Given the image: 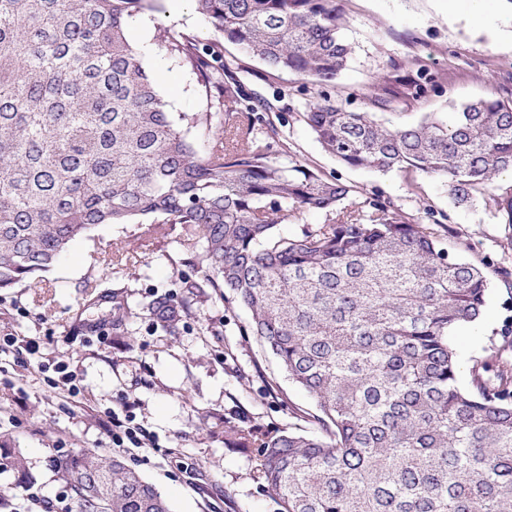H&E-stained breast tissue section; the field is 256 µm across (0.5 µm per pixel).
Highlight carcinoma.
I'll list each match as a JSON object with an SVG mask.
<instances>
[{
  "instance_id": "1",
  "label": "carcinoma",
  "mask_w": 512,
  "mask_h": 512,
  "mask_svg": "<svg viewBox=\"0 0 512 512\" xmlns=\"http://www.w3.org/2000/svg\"><path fill=\"white\" fill-rule=\"evenodd\" d=\"M156 0H0V288L36 280L101 224H181L203 245L204 283L249 313L244 327L306 392L308 426L254 439L281 512H512V330L490 339L461 380L450 331L486 305L483 267L452 256L429 224L380 196L363 218L351 187L288 153L276 125L256 144L265 100L223 42L275 72L336 83L351 46L339 0H194L223 40L158 33L218 112L173 117L128 42V21ZM412 98L439 77L399 66ZM387 85L351 112L319 92L302 113L349 167L437 179L459 206L512 172V101L478 99L387 127ZM208 138L198 154L189 133ZM512 227V192L492 197ZM308 211L329 223L277 231ZM153 314L174 329L186 302ZM0 460L24 483L19 453ZM75 512H171L120 455L52 454Z\"/></svg>"
}]
</instances>
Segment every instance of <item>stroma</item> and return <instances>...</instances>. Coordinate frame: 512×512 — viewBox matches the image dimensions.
Returning a JSON list of instances; mask_svg holds the SVG:
<instances>
[{
    "mask_svg": "<svg viewBox=\"0 0 512 512\" xmlns=\"http://www.w3.org/2000/svg\"><path fill=\"white\" fill-rule=\"evenodd\" d=\"M159 4L148 27L130 20L127 38L141 52L169 112L204 111L194 75L158 50L155 37L167 29L207 43L218 34L193 0H183L176 11L168 0ZM340 6L353 54L335 94L348 110L366 111L379 78L396 79L397 65L413 56L443 82L425 99L404 98L379 112L383 122L414 123L423 113L447 112L473 99L512 100V47L473 25L458 0H341ZM246 65L248 89L270 102L267 119L283 122L294 160L322 177L341 178L358 208L375 196L388 198L434 225L450 254L490 263L482 322L453 331L464 356L484 355L490 337L512 327V293L495 273L499 266L512 269V235L493 204L480 198L458 206L438 180L340 164L301 119L316 85L296 73L267 74L253 59ZM118 247L127 258L117 264L111 256ZM201 254L200 244L178 224L152 233L142 224H103L74 241L42 279L0 289V339L40 344L37 359L0 355V446L22 453L34 490L51 495L61 488L45 466L51 452L111 453L98 418L126 398L137 401V422L159 442L126 460L172 512H280L276 495L258 477L255 449L242 447L230 431L276 434L298 424L300 410L312 402L244 332L245 310L220 300L213 289L181 287L182 276L202 280ZM162 297L191 306V317L175 331L152 313ZM116 300L125 312L118 330L110 326ZM58 362L76 370L79 401L51 386L45 367Z\"/></svg>",
    "mask_w": 512,
    "mask_h": 512,
    "instance_id": "35a3bbf8",
    "label": "stroma"
}]
</instances>
